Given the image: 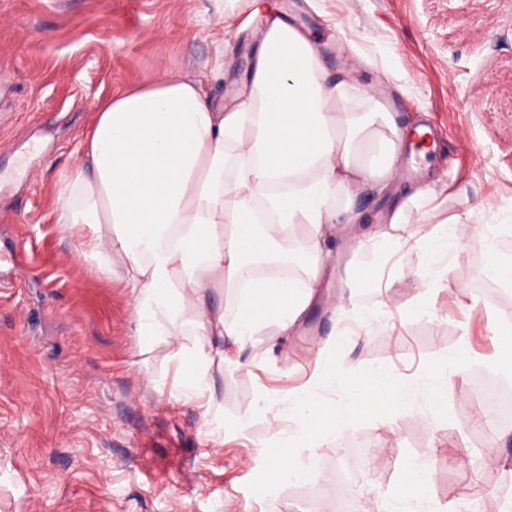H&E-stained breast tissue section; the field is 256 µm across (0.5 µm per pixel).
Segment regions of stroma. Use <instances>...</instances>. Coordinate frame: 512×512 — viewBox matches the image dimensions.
<instances>
[{
  "label": "stroma",
  "instance_id": "stroma-1",
  "mask_svg": "<svg viewBox=\"0 0 512 512\" xmlns=\"http://www.w3.org/2000/svg\"><path fill=\"white\" fill-rule=\"evenodd\" d=\"M277 2L319 42L328 77L356 85L380 74L399 121L440 135L420 176L369 203V223L356 228L371 234L368 246L354 249L345 230L336 239V268L378 270L377 287L343 290L327 277L293 335L264 337L213 385L234 418L265 397L287 402L319 382L321 342L357 319L343 367H387L411 385L410 407L343 428L316 453L301 449L315 481L253 494L272 436L266 415L213 442L165 349L144 352L124 282L86 262L56 222L58 184L100 99L164 72L203 79L216 100L241 87L258 40L250 0H0V512H336L326 493L358 448L377 455L347 494L369 512L397 497L406 465L422 458L434 474L421 512H458V497L484 488L512 512V421L481 423L473 396L485 378L512 390L497 363L512 284L483 276L473 225L453 227L448 291L419 287V248L395 253L380 237L386 211L423 181L446 214L492 197L499 249L512 254V7ZM354 49L369 62L348 72ZM338 295L348 314L331 306ZM491 448L502 464L483 462Z\"/></svg>",
  "mask_w": 512,
  "mask_h": 512
}]
</instances>
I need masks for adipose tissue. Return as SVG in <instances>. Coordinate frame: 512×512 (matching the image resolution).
<instances>
[{"mask_svg": "<svg viewBox=\"0 0 512 512\" xmlns=\"http://www.w3.org/2000/svg\"><path fill=\"white\" fill-rule=\"evenodd\" d=\"M264 22L245 87L228 102L209 99L201 79L160 74L96 103L70 171L58 190L56 221L84 258L129 288L147 349L177 362L183 393L200 398L219 436L215 374L238 363L265 324L292 334L317 300L332 261L337 225L365 223L364 189L387 193L401 178L410 142L380 83L327 80L321 50L270 0H252ZM428 186L403 198L383 222L392 247L410 222L426 266L446 255L453 225L470 221L472 247L489 260L487 278L512 283V256L487 235L491 199L438 219L422 209ZM307 230L298 274H250L277 261L295 226ZM240 294L234 317L216 298ZM192 325L194 348L179 341Z\"/></svg>", "mask_w": 512, "mask_h": 512, "instance_id": "adipose-tissue-1", "label": "adipose tissue"}]
</instances>
